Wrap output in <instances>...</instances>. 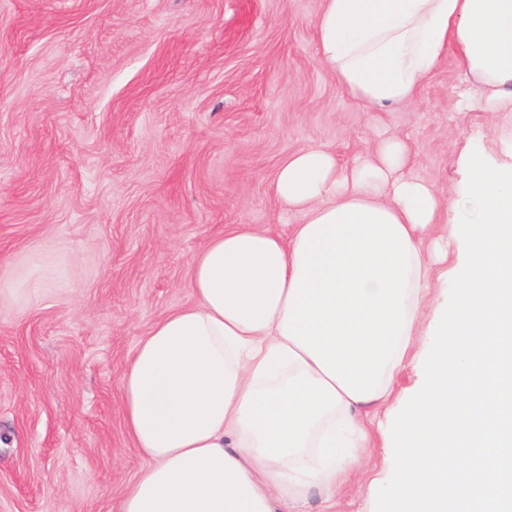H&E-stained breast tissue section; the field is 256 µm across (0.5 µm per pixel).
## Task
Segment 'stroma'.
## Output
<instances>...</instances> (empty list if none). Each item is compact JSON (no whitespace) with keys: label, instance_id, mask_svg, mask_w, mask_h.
<instances>
[{"label":"stroma","instance_id":"1","mask_svg":"<svg viewBox=\"0 0 512 512\" xmlns=\"http://www.w3.org/2000/svg\"><path fill=\"white\" fill-rule=\"evenodd\" d=\"M321 0H0V512H119L145 465L121 378L193 303L190 260L229 224L280 229L273 175L406 137L463 219L464 151L497 159L512 112L462 109L455 54L415 102L358 103L318 61ZM385 449L336 512H374Z\"/></svg>","mask_w":512,"mask_h":512}]
</instances>
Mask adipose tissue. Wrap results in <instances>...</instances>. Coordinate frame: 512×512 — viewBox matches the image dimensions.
<instances>
[{"label": "adipose tissue", "instance_id": "obj_1", "mask_svg": "<svg viewBox=\"0 0 512 512\" xmlns=\"http://www.w3.org/2000/svg\"><path fill=\"white\" fill-rule=\"evenodd\" d=\"M318 56L358 101H413L448 53L512 112V0H321ZM466 158L474 220L437 234L440 200L407 141L351 163L288 155L285 231L230 224L193 255L192 305L157 320L122 376L147 464L119 512H301L393 450L381 512H512V137ZM454 301L423 330L431 289ZM415 364L409 399L395 392Z\"/></svg>", "mask_w": 512, "mask_h": 512}]
</instances>
